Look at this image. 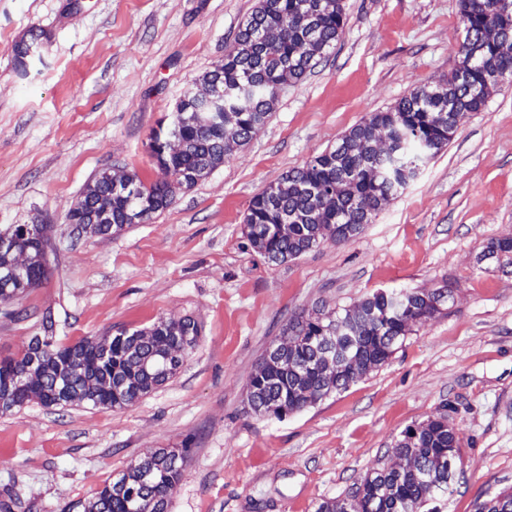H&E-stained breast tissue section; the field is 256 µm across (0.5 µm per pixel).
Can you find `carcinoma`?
Listing matches in <instances>:
<instances>
[{
  "mask_svg": "<svg viewBox=\"0 0 512 512\" xmlns=\"http://www.w3.org/2000/svg\"><path fill=\"white\" fill-rule=\"evenodd\" d=\"M466 32L464 60L443 84L417 87L391 109L374 112L353 127L336 147L257 193L244 215L250 247L271 263L294 259L329 237L338 242L359 234L380 206L398 196L420 168L448 146L458 125L480 111L498 73L512 77V56L505 57L485 39L489 28L512 42V0H460ZM347 24L342 0H259L239 27L224 59L206 71L191 100L179 102L166 128L156 131L151 155L162 178L145 183L136 173L116 189L111 173L88 182L67 221L79 237L119 234L133 221L146 222L173 200L171 182L191 189L224 163L234 142L248 143L267 123L285 86L302 80L336 45ZM47 39L31 27L12 47L18 65ZM180 143L177 155L164 148ZM43 241L23 233L22 225L0 228V273L13 269L16 255L27 251L23 277L0 281V304H10L38 287L50 271L47 225ZM512 255V239L490 242L486 255ZM448 289L430 293L402 289L376 291L339 313L320 307L299 313L286 325L288 348H271L249 381V405L256 413L284 408L298 412L347 389L367 370L385 364L406 336L404 321L423 324L440 312ZM201 327L185 316L160 319L146 331L122 330L106 342L90 338L62 345L45 327L20 358L0 360V413L36 400L46 407L74 404L121 409L134 404L173 378L183 364L177 343H197ZM108 344L111 357L94 354ZM408 468H377L366 473L344 499L320 503L316 512H439L435 502L451 492L460 464L459 438L438 413L407 426L395 445ZM189 449L160 448L128 467L97 492L84 512H167ZM476 512H512V491L480 502Z\"/></svg>",
  "mask_w": 512,
  "mask_h": 512,
  "instance_id": "obj_1",
  "label": "carcinoma"
}]
</instances>
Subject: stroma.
<instances>
[{"label": "stroma", "mask_w": 512, "mask_h": 512, "mask_svg": "<svg viewBox=\"0 0 512 512\" xmlns=\"http://www.w3.org/2000/svg\"><path fill=\"white\" fill-rule=\"evenodd\" d=\"M257 3L0 0V225H48L55 247L48 279L0 306V357L21 356L48 318L64 344L188 315L202 326L176 376L129 407L0 414L9 512H83L130 465L183 447L168 512H316L442 411L462 469L442 512L512 488V274L484 255L512 238V82L352 239L274 264L243 224L255 194L461 66L460 0H344L335 48L280 90L249 143L147 223L71 237L67 213L100 171L157 178L153 131ZM33 26L49 39L22 68L12 47ZM392 288L450 297L347 390L282 418L251 410L250 378L293 315Z\"/></svg>", "instance_id": "1"}]
</instances>
